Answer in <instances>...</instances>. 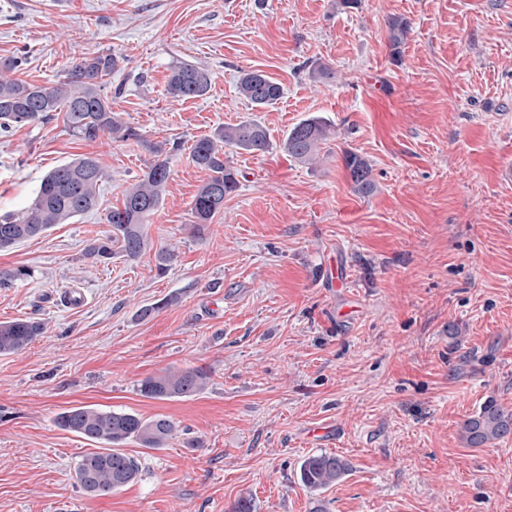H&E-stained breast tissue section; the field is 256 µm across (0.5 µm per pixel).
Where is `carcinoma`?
<instances>
[{"mask_svg":"<svg viewBox=\"0 0 512 512\" xmlns=\"http://www.w3.org/2000/svg\"><path fill=\"white\" fill-rule=\"evenodd\" d=\"M388 43L394 57H399L406 43L410 25L393 17L387 24ZM21 60H0V131L30 123H45L54 113H65L72 135L95 141L105 136L115 142L135 140L138 134L120 122L112 112L102 87L112 77L118 60L112 54L83 59L73 65L63 79L52 86L37 85L10 76ZM212 74L205 68L179 61L171 67L167 94L176 99L199 98L207 94ZM238 95L255 108L273 104L283 94L281 84L259 72L242 73L237 82ZM333 134L331 125L320 117H309L295 124L286 134L282 148L289 156L314 165L321 145ZM270 148V134L257 119L224 126L217 138L203 137L190 146L189 157L208 179L195 195L192 211L196 226L210 223L224 209V198L238 188L235 171L224 163L226 150L265 152ZM344 166L355 192L370 194L375 187L371 166L363 157L347 152ZM107 178L97 157L84 155L50 171L27 209L19 214L0 217V250L35 237L55 224H64L98 206L99 190ZM170 178L169 159L158 158L123 193L122 203L106 216L109 230L94 238L85 256L107 262L114 256L138 259L148 248L146 224L158 210ZM43 323L16 320L0 323V354L10 355L25 349L43 334ZM207 373L200 368H185L140 382L139 391L150 399L168 400L190 397L206 386ZM58 427L102 445L78 461L77 486L87 495L103 496L134 482L140 469L134 457L122 445L134 440L141 447L159 449L174 435L173 423L163 417L143 419L135 414L103 410L91 405H77L57 414ZM462 439L472 448L482 447L512 434V410L489 403L481 412L464 421ZM350 471L349 463L334 454L321 452L303 459L300 480L312 491L326 490Z\"/></svg>","mask_w":512,"mask_h":512,"instance_id":"carcinoma-1","label":"carcinoma"}]
</instances>
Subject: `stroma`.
Instances as JSON below:
<instances>
[{
	"mask_svg": "<svg viewBox=\"0 0 512 512\" xmlns=\"http://www.w3.org/2000/svg\"><path fill=\"white\" fill-rule=\"evenodd\" d=\"M394 16L411 25L397 59ZM106 52L119 67L104 94L137 140L79 139L60 113L0 134V214L79 156L110 174L98 210L0 250L1 271L32 272L0 288V323L45 325L0 355V512H230L243 495L254 512H512V435L461 437L488 401L512 409V0H0V59L21 58L23 80L52 85ZM177 61L212 72L205 96L167 95ZM322 61L335 76L313 80ZM244 70L282 97L252 108ZM313 116L335 129L314 168L281 146ZM247 118L271 147L229 151L238 188L197 231L207 174L187 148ZM175 141L149 249L86 258ZM348 151L370 163L372 193L354 192ZM163 247L177 253L164 271ZM189 367L209 376L192 397L138 390ZM79 404L176 431L161 449L125 444L139 478L91 497L75 467L94 446L55 423ZM320 452L351 471L318 493L299 466Z\"/></svg>",
	"mask_w": 512,
	"mask_h": 512,
	"instance_id": "obj_1",
	"label": "stroma"
}]
</instances>
